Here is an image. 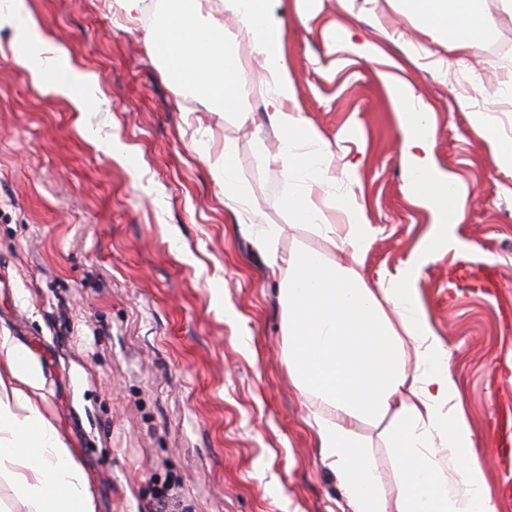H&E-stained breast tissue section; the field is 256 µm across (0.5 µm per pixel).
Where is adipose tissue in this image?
<instances>
[{
	"instance_id": "adipose-tissue-1",
	"label": "adipose tissue",
	"mask_w": 512,
	"mask_h": 512,
	"mask_svg": "<svg viewBox=\"0 0 512 512\" xmlns=\"http://www.w3.org/2000/svg\"><path fill=\"white\" fill-rule=\"evenodd\" d=\"M220 13L203 0H173L168 16L149 32L148 47L166 66L176 93H193L214 106L240 109L241 59L224 36V17L236 18L239 38L260 57L268 89L265 121L280 148L275 162L304 181L286 201L289 213L311 224L326 242L322 254H278L271 235L255 247L270 266L284 270L281 298L288 375L301 394L330 407L335 418L316 417L318 446L352 512H496L488 477L473 445L448 349L436 334L415 286L437 248H454L451 227L466 213L454 177L434 161V129L415 111L413 84L380 72L400 114L401 158L413 199L435 217L408 262L379 287L360 272L374 229L363 208L348 210L344 224L330 223L314 197L331 180V160L321 132L298 110V88L286 63L284 23L273 0H220ZM404 14L460 52L479 47L488 30L487 0H398ZM0 23L14 27L17 64L43 89L84 109L98 98L94 77L72 65L67 51L47 41L21 0H0ZM0 475L8 476L30 512H94L88 479L60 430L41 413L43 375L28 349L0 336ZM394 413L388 431L399 486L394 502L383 495L371 457L349 430L354 420ZM438 435L447 462L427 453Z\"/></svg>"
}]
</instances>
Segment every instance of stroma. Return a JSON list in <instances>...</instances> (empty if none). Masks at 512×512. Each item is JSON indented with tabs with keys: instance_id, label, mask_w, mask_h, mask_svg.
Segmentation results:
<instances>
[{
	"instance_id": "1",
	"label": "stroma",
	"mask_w": 512,
	"mask_h": 512,
	"mask_svg": "<svg viewBox=\"0 0 512 512\" xmlns=\"http://www.w3.org/2000/svg\"><path fill=\"white\" fill-rule=\"evenodd\" d=\"M42 35L94 73L99 107L77 111L15 64L16 31L0 27V336L42 369V414L66 437L94 512H150L152 491L179 481L193 512H350L315 444V416L333 409L299 394L284 361L282 272L253 245L275 230L286 254L324 251L284 199L300 186L267 163L279 142L263 125L267 89L251 46L224 30L245 64L247 123L174 93L146 36L168 8L144 0H24ZM482 47L459 55L420 31L396 0H276L302 118L327 142L335 179L321 195L336 224L362 206L375 230L360 271L370 284L406 262L433 222L411 203L399 118L369 44L399 62L432 113L438 167L468 188L457 249L439 253L417 286L451 354L497 512L512 495L495 442L512 434V175L490 159L475 111L512 136V17L493 9ZM349 32L350 43L337 36ZM123 151H111L112 142ZM236 151L231 202L211 158ZM359 166L351 180L344 162ZM491 264L493 292L466 269ZM390 417L353 422L387 500L397 489L385 442Z\"/></svg>"
}]
</instances>
